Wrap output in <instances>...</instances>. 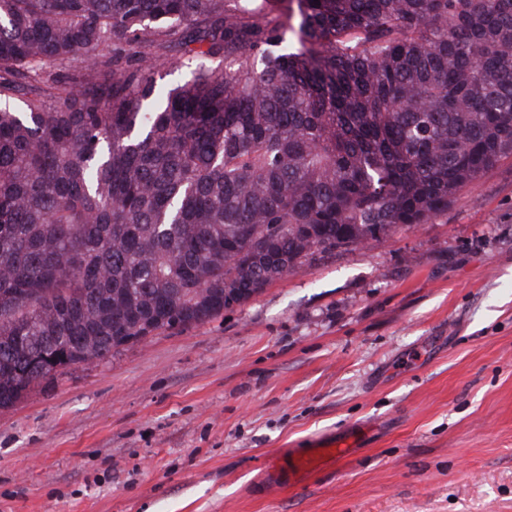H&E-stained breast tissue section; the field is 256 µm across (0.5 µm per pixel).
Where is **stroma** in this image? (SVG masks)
<instances>
[{"instance_id":"obj_1","label":"stroma","mask_w":512,"mask_h":512,"mask_svg":"<svg viewBox=\"0 0 512 512\" xmlns=\"http://www.w3.org/2000/svg\"><path fill=\"white\" fill-rule=\"evenodd\" d=\"M0 512H512V155L432 223L32 385L0 409ZM336 440L325 441L316 445V448L309 449L305 454L288 459V471L293 474H307L314 471L321 460L326 457L340 459L349 456L358 445L359 437L351 433ZM353 438L352 441L349 439Z\"/></svg>"}]
</instances>
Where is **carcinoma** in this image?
<instances>
[{"instance_id":"cac0c4a2","label":"carcinoma","mask_w":512,"mask_h":512,"mask_svg":"<svg viewBox=\"0 0 512 512\" xmlns=\"http://www.w3.org/2000/svg\"><path fill=\"white\" fill-rule=\"evenodd\" d=\"M0 0V408L512 154V0ZM220 58L164 90L170 52Z\"/></svg>"}]
</instances>
